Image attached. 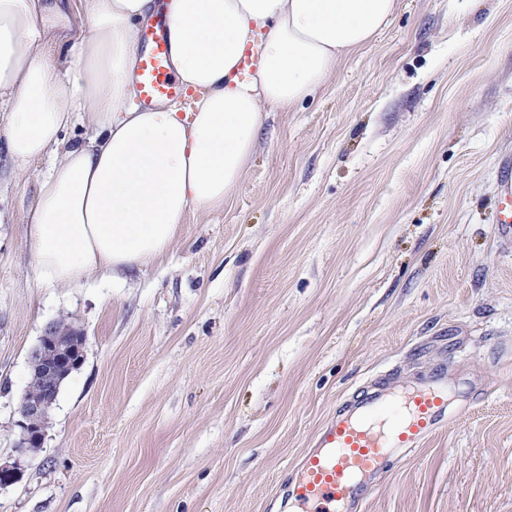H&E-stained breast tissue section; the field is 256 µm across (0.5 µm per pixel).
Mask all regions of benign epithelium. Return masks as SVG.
Masks as SVG:
<instances>
[{"instance_id":"benign-epithelium-1","label":"benign epithelium","mask_w":512,"mask_h":512,"mask_svg":"<svg viewBox=\"0 0 512 512\" xmlns=\"http://www.w3.org/2000/svg\"><path fill=\"white\" fill-rule=\"evenodd\" d=\"M85 336L52 322L29 355V381L19 413L20 434L15 449L25 456L42 447L50 411L61 385L84 359ZM20 461L0 463V488L21 478Z\"/></svg>"}]
</instances>
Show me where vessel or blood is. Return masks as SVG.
Returning <instances> with one entry per match:
<instances>
[{
  "label": "vessel or blood",
  "mask_w": 512,
  "mask_h": 512,
  "mask_svg": "<svg viewBox=\"0 0 512 512\" xmlns=\"http://www.w3.org/2000/svg\"><path fill=\"white\" fill-rule=\"evenodd\" d=\"M143 40L137 66L142 105L184 97L171 66L166 19L148 26ZM450 413L446 370L408 384L380 375L319 430L288 476L285 507L288 512H361L366 486L389 467L393 455L420 447L444 427Z\"/></svg>",
  "instance_id": "1"
}]
</instances>
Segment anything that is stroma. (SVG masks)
Listing matches in <instances>:
<instances>
[{"mask_svg": "<svg viewBox=\"0 0 512 512\" xmlns=\"http://www.w3.org/2000/svg\"><path fill=\"white\" fill-rule=\"evenodd\" d=\"M0 115V512H281L288 470L377 375L447 366L467 414L364 512H512V0H401L379 37L269 113L221 211L115 283L39 287L30 225L52 160L13 171ZM86 336L42 447L18 457L28 356Z\"/></svg>", "mask_w": 512, "mask_h": 512, "instance_id": "obj_1", "label": "stroma"}]
</instances>
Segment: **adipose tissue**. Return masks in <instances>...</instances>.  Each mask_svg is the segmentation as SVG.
<instances>
[{"label": "adipose tissue", "mask_w": 512, "mask_h": 512, "mask_svg": "<svg viewBox=\"0 0 512 512\" xmlns=\"http://www.w3.org/2000/svg\"><path fill=\"white\" fill-rule=\"evenodd\" d=\"M0 0V109L16 171L59 152L30 217L45 287L146 270L166 256L189 213L223 209L269 112H287L370 45L399 0ZM165 8L171 63L198 91L137 103L138 23ZM257 47L253 74L240 66ZM69 60L59 70V55ZM83 139L63 146L73 121Z\"/></svg>", "instance_id": "1"}]
</instances>
